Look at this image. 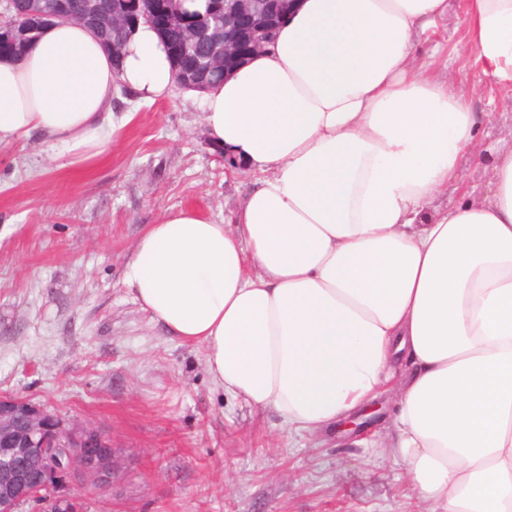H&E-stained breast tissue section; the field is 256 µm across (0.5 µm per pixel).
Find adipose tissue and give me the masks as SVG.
<instances>
[{"label":"adipose tissue","instance_id":"adipose-tissue-1","mask_svg":"<svg viewBox=\"0 0 512 512\" xmlns=\"http://www.w3.org/2000/svg\"><path fill=\"white\" fill-rule=\"evenodd\" d=\"M452 13L512 91V0H295L274 44L199 101L252 189L230 223L186 208L146 225L122 285L280 429L333 428L394 393L387 446L430 512H512V149L491 156L485 199L433 208L493 118L441 45L418 51ZM122 86L173 93L153 27L116 61L86 25L47 24L0 56V145L37 135L95 166L129 121Z\"/></svg>","mask_w":512,"mask_h":512}]
</instances>
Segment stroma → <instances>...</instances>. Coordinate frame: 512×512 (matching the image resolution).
<instances>
[{
	"label": "stroma",
	"instance_id": "35a3bbf8",
	"mask_svg": "<svg viewBox=\"0 0 512 512\" xmlns=\"http://www.w3.org/2000/svg\"><path fill=\"white\" fill-rule=\"evenodd\" d=\"M439 27L448 71L467 79L476 111L504 91ZM129 122L95 167L50 162L41 138L0 145V394L31 399L64 421L105 430L125 457L117 494L67 493L84 512H420L401 463L343 427L313 437L225 394L202 348L164 335L121 284L144 225L192 208L227 223L253 177L228 170L184 90L143 102L122 95ZM512 147V111L497 114L464 165L465 190L489 189L483 158Z\"/></svg>",
	"mask_w": 512,
	"mask_h": 512
}]
</instances>
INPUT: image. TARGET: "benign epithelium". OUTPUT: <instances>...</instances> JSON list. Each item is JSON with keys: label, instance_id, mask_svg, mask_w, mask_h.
<instances>
[{"label": "benign epithelium", "instance_id": "benign-epithelium-1", "mask_svg": "<svg viewBox=\"0 0 512 512\" xmlns=\"http://www.w3.org/2000/svg\"><path fill=\"white\" fill-rule=\"evenodd\" d=\"M293 0H210V15L224 18V38L210 40L206 72L229 74L272 43ZM119 0L112 10V26L135 29L141 22L163 17L185 27L186 40L172 47L175 81L190 82L182 63L184 48L209 30L203 19L183 15L178 0ZM41 464L40 484L29 478L28 464ZM123 477V458L107 434L83 422L66 423L42 406L22 397L0 396V512H17L28 504L34 512H72L74 499L61 492L68 480L92 490L114 492Z\"/></svg>", "mask_w": 512, "mask_h": 512}]
</instances>
